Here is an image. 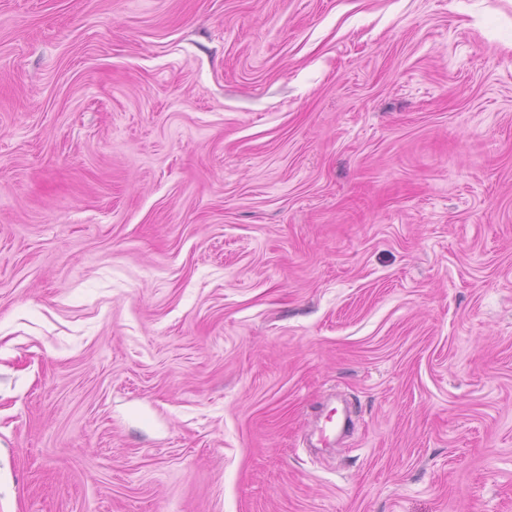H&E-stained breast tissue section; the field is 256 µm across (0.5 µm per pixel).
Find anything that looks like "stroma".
Instances as JSON below:
<instances>
[{"label":"stroma","mask_w":512,"mask_h":512,"mask_svg":"<svg viewBox=\"0 0 512 512\" xmlns=\"http://www.w3.org/2000/svg\"><path fill=\"white\" fill-rule=\"evenodd\" d=\"M0 512H512V0H0Z\"/></svg>","instance_id":"obj_1"}]
</instances>
